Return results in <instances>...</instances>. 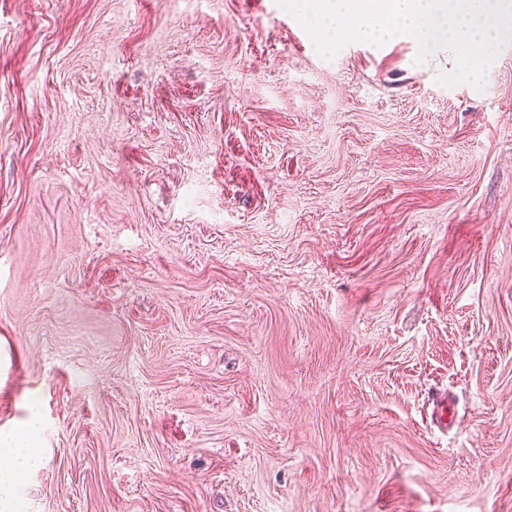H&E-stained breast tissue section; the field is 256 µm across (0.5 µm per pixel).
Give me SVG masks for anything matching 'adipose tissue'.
I'll list each match as a JSON object with an SVG mask.
<instances>
[{"label": "adipose tissue", "instance_id": "1", "mask_svg": "<svg viewBox=\"0 0 512 512\" xmlns=\"http://www.w3.org/2000/svg\"><path fill=\"white\" fill-rule=\"evenodd\" d=\"M41 422L37 414H30L18 431L0 432V457L8 459V467H0V512H10L11 498L25 476L36 468L41 458L30 446L37 436Z\"/></svg>", "mask_w": 512, "mask_h": 512}]
</instances>
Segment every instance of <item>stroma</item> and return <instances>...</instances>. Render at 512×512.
Listing matches in <instances>:
<instances>
[{"label": "stroma", "mask_w": 512, "mask_h": 512, "mask_svg": "<svg viewBox=\"0 0 512 512\" xmlns=\"http://www.w3.org/2000/svg\"><path fill=\"white\" fill-rule=\"evenodd\" d=\"M418 53L324 58L279 0H0L24 512H512V41L480 90Z\"/></svg>", "instance_id": "obj_1"}]
</instances>
